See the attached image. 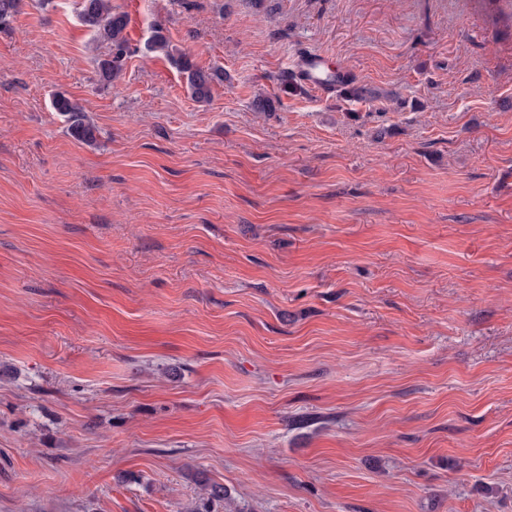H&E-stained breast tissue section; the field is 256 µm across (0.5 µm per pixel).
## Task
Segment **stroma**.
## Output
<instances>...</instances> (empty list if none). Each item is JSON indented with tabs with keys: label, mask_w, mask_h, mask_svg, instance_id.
<instances>
[{
	"label": "stroma",
	"mask_w": 512,
	"mask_h": 512,
	"mask_svg": "<svg viewBox=\"0 0 512 512\" xmlns=\"http://www.w3.org/2000/svg\"><path fill=\"white\" fill-rule=\"evenodd\" d=\"M77 3L0 29V512H512V0H112L113 87ZM152 29L153 35L146 44V51L148 53L165 52L172 64L186 78L192 97L197 102H209L214 83L223 78L221 70L199 67L185 52L171 48L162 24L154 23ZM284 74L286 80L289 76L290 80L300 81L323 95L334 93L348 78L347 72L327 67L321 56L316 53L304 56L298 68L289 69V71L287 69ZM55 112L66 118L70 134L77 140L92 143L96 140L95 128L84 119L81 106L65 93H56L52 99Z\"/></svg>",
	"instance_id": "35a3bbf8"
}]
</instances>
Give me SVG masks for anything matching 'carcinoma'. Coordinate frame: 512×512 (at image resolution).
Returning a JSON list of instances; mask_svg holds the SVG:
<instances>
[{
    "mask_svg": "<svg viewBox=\"0 0 512 512\" xmlns=\"http://www.w3.org/2000/svg\"><path fill=\"white\" fill-rule=\"evenodd\" d=\"M21 4L22 0H0V27L13 21L20 12ZM78 16L85 27L110 45L109 54L98 63L102 80L111 83L120 78L125 61L132 53L125 36L129 24L128 14L112 7V0H81ZM146 51L166 53L186 78L191 95L198 102L210 101L214 83L223 78L221 70L199 67L185 52L171 48L160 23L153 24V35L146 44ZM52 107L66 118L70 134L75 139L85 143L96 140V130L85 121L83 109L77 102L60 92L54 95Z\"/></svg>",
    "mask_w": 512,
    "mask_h": 512,
    "instance_id": "obj_1",
    "label": "carcinoma"
}]
</instances>
